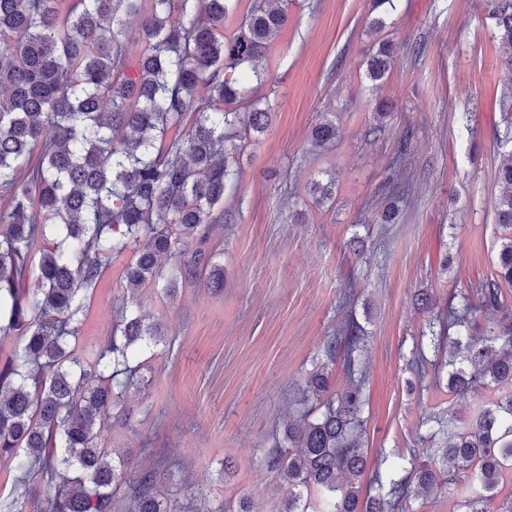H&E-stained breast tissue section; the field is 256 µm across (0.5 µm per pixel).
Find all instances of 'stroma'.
Segmentation results:
<instances>
[{
  "label": "stroma",
  "instance_id": "35a3bbf8",
  "mask_svg": "<svg viewBox=\"0 0 512 512\" xmlns=\"http://www.w3.org/2000/svg\"><path fill=\"white\" fill-rule=\"evenodd\" d=\"M381 12L396 51L375 85L362 67L376 42L370 0H288V23L263 63L272 122L241 149L224 216L202 243L219 255L223 290L199 281L173 300L157 288L130 294L125 252L83 299L85 350L108 346L135 300L162 327V342L131 361L150 385L127 389L130 415L104 427L102 442L154 473L170 512H279L288 487L265 454L300 415L297 389L309 373L325 365L335 388L350 384L342 362L324 355L350 319L365 335L364 490L376 493V472L410 467L440 446L428 419L447 410L448 391L416 380L407 363L450 295L495 269L494 174L512 155L499 138L501 61L512 48L497 38L485 0H389ZM380 104L389 107L381 121ZM324 112L339 134L320 152L310 132ZM331 178L335 211L303 205L311 180ZM394 201L395 223H379ZM420 292L428 310L415 304Z\"/></svg>",
  "mask_w": 512,
  "mask_h": 512
}]
</instances>
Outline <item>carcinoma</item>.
Here are the masks:
<instances>
[{"label":"carcinoma","instance_id":"cac0c4a2","mask_svg":"<svg viewBox=\"0 0 512 512\" xmlns=\"http://www.w3.org/2000/svg\"><path fill=\"white\" fill-rule=\"evenodd\" d=\"M239 0H0V336L24 344L0 366V457L20 472L0 512H24L27 481L46 478L44 512H166L154 475L114 459L102 427L122 407L123 393L151 380L129 366L131 346L160 342V325L138 311L121 313L112 342L91 358L77 353L80 297L95 287L126 250L127 288H164L173 298L200 277L224 287V267L198 248L202 227L224 211V192L237 175L234 141L269 127L273 105L249 97V82L272 36L288 22L287 0H250L240 27L224 31ZM498 36L512 47V0H487ZM141 20L135 34L127 19ZM138 45L137 54L127 43ZM393 44L378 42L367 60L374 82L388 72ZM333 113L312 127L314 147L336 142ZM189 127L165 143L170 130ZM495 224L501 245L493 279L452 295L429 327L433 351L448 349V365L424 352L411 360L415 376L447 380L465 396L489 395L467 416L435 420L438 455L416 462L387 492L363 496L367 452L360 442L363 383L331 392L325 368L299 390L302 403L323 401L314 418L288 423L284 443L265 456L288 485L280 512H404L412 486L428 490L470 474L465 512L512 481V323L489 322V335H469L481 313L502 306L512 288V158L496 171ZM312 206L336 205L333 179L313 181ZM39 254L34 287L24 283L31 253ZM362 327L349 321L325 348L356 371Z\"/></svg>","mask_w":512,"mask_h":512}]
</instances>
